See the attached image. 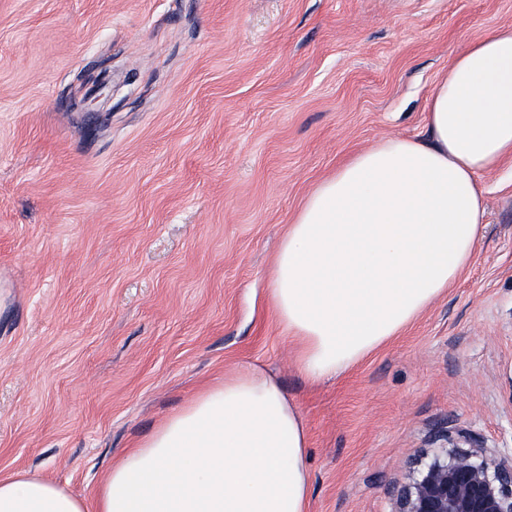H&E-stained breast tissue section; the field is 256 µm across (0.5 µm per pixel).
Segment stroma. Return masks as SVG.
<instances>
[{
  "instance_id": "stroma-1",
  "label": "stroma",
  "mask_w": 512,
  "mask_h": 512,
  "mask_svg": "<svg viewBox=\"0 0 512 512\" xmlns=\"http://www.w3.org/2000/svg\"><path fill=\"white\" fill-rule=\"evenodd\" d=\"M507 24L512 0H0V477L92 498L242 364L307 422L310 512H392L461 429L512 452V163L470 267L336 378L268 298L309 193L426 137L449 56Z\"/></svg>"
}]
</instances>
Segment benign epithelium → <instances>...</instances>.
Returning a JSON list of instances; mask_svg holds the SVG:
<instances>
[{"mask_svg": "<svg viewBox=\"0 0 512 512\" xmlns=\"http://www.w3.org/2000/svg\"><path fill=\"white\" fill-rule=\"evenodd\" d=\"M396 512H512V454L441 448L421 464Z\"/></svg>", "mask_w": 512, "mask_h": 512, "instance_id": "obj_1", "label": "benign epithelium"}]
</instances>
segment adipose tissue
Here are the masks:
<instances>
[{
  "instance_id": "1",
  "label": "adipose tissue",
  "mask_w": 512,
  "mask_h": 512,
  "mask_svg": "<svg viewBox=\"0 0 512 512\" xmlns=\"http://www.w3.org/2000/svg\"><path fill=\"white\" fill-rule=\"evenodd\" d=\"M427 138L388 137L308 195L269 298L311 383L398 336L474 259L482 174L512 162V25L448 60ZM309 437L274 376L245 364L126 449L94 499L41 476L0 478V512H309Z\"/></svg>"
}]
</instances>
